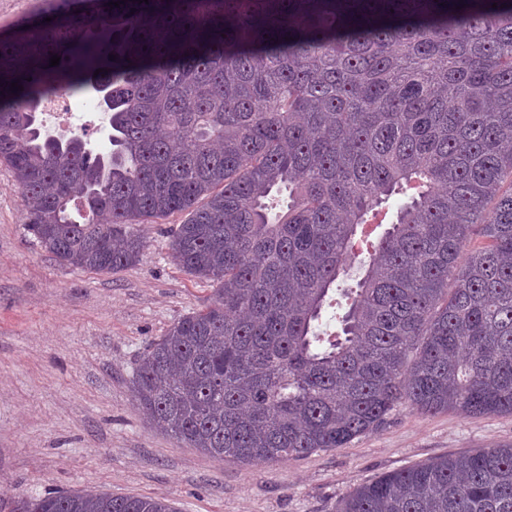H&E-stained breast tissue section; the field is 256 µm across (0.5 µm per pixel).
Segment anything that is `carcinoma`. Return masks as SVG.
<instances>
[{"mask_svg": "<svg viewBox=\"0 0 512 512\" xmlns=\"http://www.w3.org/2000/svg\"><path fill=\"white\" fill-rule=\"evenodd\" d=\"M108 2L52 0L0 38V163L66 267L132 266L137 225L189 214L172 259L215 289L139 364L156 427L282 464L402 403L512 415V0ZM87 88L106 153L40 131L46 100ZM395 195L364 277L333 291ZM15 512L179 508L83 489ZM336 512H512V444L385 474Z\"/></svg>", "mask_w": 512, "mask_h": 512, "instance_id": "1", "label": "carcinoma"}]
</instances>
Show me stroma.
<instances>
[{"label":"stroma","mask_w":512,"mask_h":512,"mask_svg":"<svg viewBox=\"0 0 512 512\" xmlns=\"http://www.w3.org/2000/svg\"><path fill=\"white\" fill-rule=\"evenodd\" d=\"M184 219L145 225L133 266L68 268L27 233L21 195L0 165V512L24 495L77 489L166 498L180 512H336L382 474L512 443V415L403 405L346 447L247 466L151 426L132 398L135 369L213 294L170 257L171 231Z\"/></svg>","instance_id":"1"}]
</instances>
